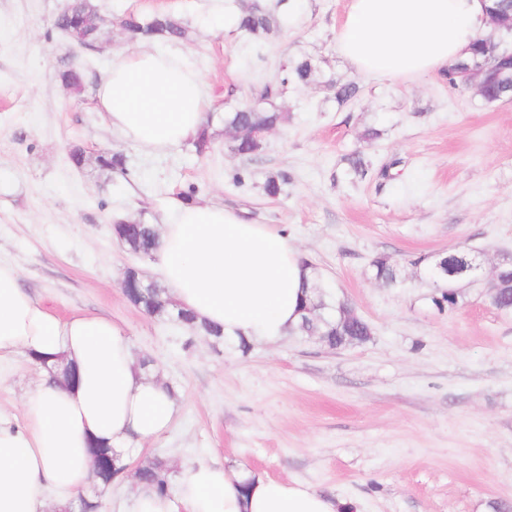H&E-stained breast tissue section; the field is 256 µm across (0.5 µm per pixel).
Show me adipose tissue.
I'll use <instances>...</instances> for the list:
<instances>
[{"mask_svg": "<svg viewBox=\"0 0 512 512\" xmlns=\"http://www.w3.org/2000/svg\"><path fill=\"white\" fill-rule=\"evenodd\" d=\"M485 26L482 0H350L338 46L357 70L421 78L447 68ZM113 130L150 150L195 140L211 118L202 76L151 50L113 61L98 89ZM155 269L179 306L215 323L230 342H274L300 321L310 271L287 234L216 205L176 202L159 236ZM23 351L63 361L77 383L44 376L21 399L24 422H0V512H46L90 491L89 442L122 464L172 425L165 383L136 367L125 329L103 316L62 319L0 262V359ZM126 512H352V503L298 481L187 463L166 494L138 485Z\"/></svg>", "mask_w": 512, "mask_h": 512, "instance_id": "1", "label": "adipose tissue"}]
</instances>
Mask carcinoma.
<instances>
[{
    "instance_id": "cac0c4a2",
    "label": "carcinoma",
    "mask_w": 512,
    "mask_h": 512,
    "mask_svg": "<svg viewBox=\"0 0 512 512\" xmlns=\"http://www.w3.org/2000/svg\"><path fill=\"white\" fill-rule=\"evenodd\" d=\"M102 19L92 0H68L58 12L54 25L67 34L72 40L81 45H91L99 39ZM122 27L129 41L138 43L155 38L168 41H185L189 39L188 25L174 14L161 12L150 16L131 13L122 20ZM238 28L254 40L266 38L278 29V20L268 5L254 3L238 16ZM470 59L490 58L495 65L504 71H512L511 56H496L490 53V43L479 34L470 44ZM315 72L312 61L301 58L292 63L280 80V87L266 89L263 97L280 92V88L288 85L309 83ZM59 77L63 84L73 91H80L85 83L84 70L69 67L60 72ZM441 77L448 86L455 90L465 89L461 67L452 62L444 70ZM288 121V115L271 105L253 108L246 104L224 113V133L230 136L231 151L239 156L251 158L262 151V147L254 140L251 131L257 127L276 128ZM97 168L107 174L124 172L126 158L117 151L105 149L95 157ZM124 245L133 253L149 255L158 246V234L154 225L143 223L139 230L130 238H120ZM375 278L387 285L397 284L394 267L387 258L380 256L372 262ZM430 277L435 287L440 289V295L435 299L439 308L455 310L461 295L457 292L456 282L442 279V273L430 268ZM498 296L493 306L503 312H512V285L509 281L498 284ZM127 299L145 314L160 321H174L190 333L212 339L218 343L224 342V333L221 328L196 321L191 313L179 307L171 298L163 295L160 288L143 287L136 280L126 283L123 288ZM329 303L323 293L315 285L306 288L305 298L302 302L301 322L297 332L307 336H316L321 343L329 348H336L342 343H363L371 336V328L365 321L345 324L340 317L326 316L323 310ZM171 469L168 459L155 455L141 463L135 471L138 481H145L156 486L161 493L167 492L170 484Z\"/></svg>"
}]
</instances>
